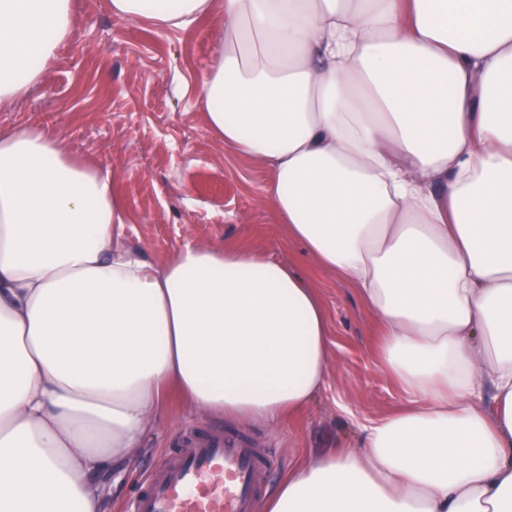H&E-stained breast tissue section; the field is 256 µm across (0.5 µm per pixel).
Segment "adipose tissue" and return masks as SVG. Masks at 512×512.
Segmentation results:
<instances>
[{
  "mask_svg": "<svg viewBox=\"0 0 512 512\" xmlns=\"http://www.w3.org/2000/svg\"><path fill=\"white\" fill-rule=\"evenodd\" d=\"M211 7L111 0L161 31ZM73 34L72 0H0V108ZM197 93L410 397L261 512H512V0H224ZM128 222L109 172L0 129V512H103L99 474L169 394L275 423L325 384V305L293 265L195 243L155 264Z\"/></svg>",
  "mask_w": 512,
  "mask_h": 512,
  "instance_id": "adipose-tissue-1",
  "label": "adipose tissue"
}]
</instances>
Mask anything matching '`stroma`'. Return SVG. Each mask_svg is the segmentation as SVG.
<instances>
[{
	"label": "stroma",
	"mask_w": 512,
	"mask_h": 512,
	"mask_svg": "<svg viewBox=\"0 0 512 512\" xmlns=\"http://www.w3.org/2000/svg\"><path fill=\"white\" fill-rule=\"evenodd\" d=\"M75 34L27 98L0 110V127L57 132L85 163L109 170L131 222L124 240L156 264L187 242L246 246L298 266L325 303L331 346L325 385L310 407L270 424L201 414L178 395L130 468L107 475V512H128L147 475L171 461L188 431L231 430L270 448L275 487L319 448H354L360 425L408 396L381 368L376 318L353 288L288 236L263 188L268 165L246 158L209 128L195 86L215 47V16L156 31L113 15L110 0H73Z\"/></svg>",
	"instance_id": "1"
}]
</instances>
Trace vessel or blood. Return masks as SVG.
Returning <instances> with one entry per match:
<instances>
[{"instance_id":"obj_1","label":"vessel or blood","mask_w":512,"mask_h":512,"mask_svg":"<svg viewBox=\"0 0 512 512\" xmlns=\"http://www.w3.org/2000/svg\"><path fill=\"white\" fill-rule=\"evenodd\" d=\"M270 458L238 435H188L176 456L152 472L129 512H256Z\"/></svg>"}]
</instances>
